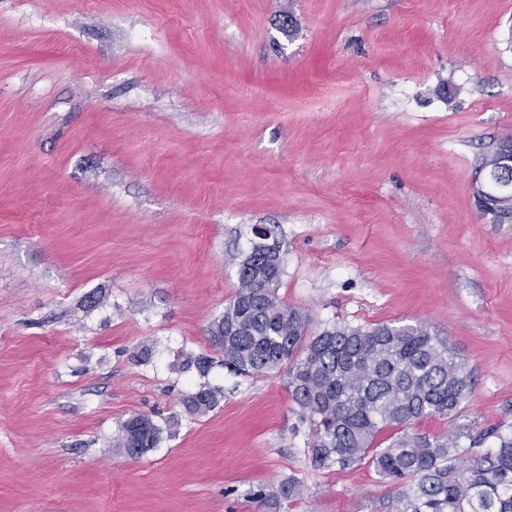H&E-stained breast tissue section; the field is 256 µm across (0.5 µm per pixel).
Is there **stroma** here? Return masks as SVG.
<instances>
[{
  "label": "stroma",
  "instance_id": "1",
  "mask_svg": "<svg viewBox=\"0 0 512 512\" xmlns=\"http://www.w3.org/2000/svg\"><path fill=\"white\" fill-rule=\"evenodd\" d=\"M510 132L512 0H0V512H268L292 476L280 512H390L210 341L257 224L285 305L426 323L462 423H512V224L472 194ZM218 403V392L214 389L201 387L187 397L185 404L188 411L195 415H204L213 410ZM120 432L115 448L122 449L131 458H137L154 448L159 428L150 416L136 414L122 424ZM301 494L302 482L298 478L289 477L281 481L276 490L267 493L265 489H261L254 496L262 505L277 508L283 501L297 500Z\"/></svg>",
  "mask_w": 512,
  "mask_h": 512
}]
</instances>
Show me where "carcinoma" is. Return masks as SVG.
Here are the masks:
<instances>
[{"label":"carcinoma","mask_w":512,"mask_h":512,"mask_svg":"<svg viewBox=\"0 0 512 512\" xmlns=\"http://www.w3.org/2000/svg\"><path fill=\"white\" fill-rule=\"evenodd\" d=\"M280 254L258 242L238 264V290L210 327L224 366L243 376L286 372L289 397L312 428L311 463L347 468L366 463L392 490L391 512H512V424L473 434L462 424L433 435L417 422L456 419L471 393L462 359L427 325H335L316 331L304 311L277 296ZM218 392L201 387L188 411L204 415ZM391 431L387 446L376 443ZM159 428L136 414L121 426L116 447L137 458L155 446ZM480 448L466 457L461 439ZM302 482L289 477L255 498L274 508L295 501Z\"/></svg>","instance_id":"1"}]
</instances>
